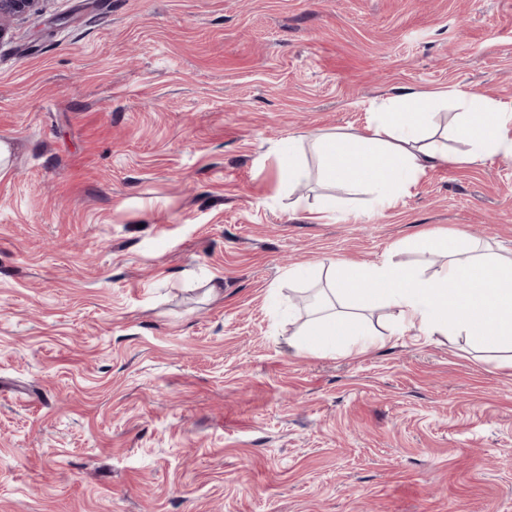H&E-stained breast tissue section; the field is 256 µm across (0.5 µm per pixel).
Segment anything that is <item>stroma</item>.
Masks as SVG:
<instances>
[{
	"label": "stroma",
	"instance_id": "1",
	"mask_svg": "<svg viewBox=\"0 0 512 512\" xmlns=\"http://www.w3.org/2000/svg\"><path fill=\"white\" fill-rule=\"evenodd\" d=\"M512 108V0H49L0 42V512H512V367L297 353L315 260L512 248V156L315 219L310 135L405 92ZM310 172L288 182V155ZM220 296L207 295L211 277Z\"/></svg>",
	"mask_w": 512,
	"mask_h": 512
}]
</instances>
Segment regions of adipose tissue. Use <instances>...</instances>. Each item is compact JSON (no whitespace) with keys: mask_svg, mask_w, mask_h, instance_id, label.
<instances>
[{"mask_svg":"<svg viewBox=\"0 0 512 512\" xmlns=\"http://www.w3.org/2000/svg\"><path fill=\"white\" fill-rule=\"evenodd\" d=\"M448 98L459 108L449 133L466 147L455 158L446 142L426 135L432 103ZM511 125L512 113L492 98L410 91L381 104L365 131L326 132L312 145L322 183L338 191L369 189L372 207L381 209L451 160L475 165L511 155L512 140L505 135ZM416 246L440 251L444 262L436 277L390 260L373 266L331 263L321 304L296 330L304 338L300 351L366 352L379 339L361 313L376 305L395 310L399 333L427 339L464 335L484 351H512V250L491 253L460 233L426 235Z\"/></svg>","mask_w":512,"mask_h":512,"instance_id":"adipose-tissue-1","label":"adipose tissue"}]
</instances>
